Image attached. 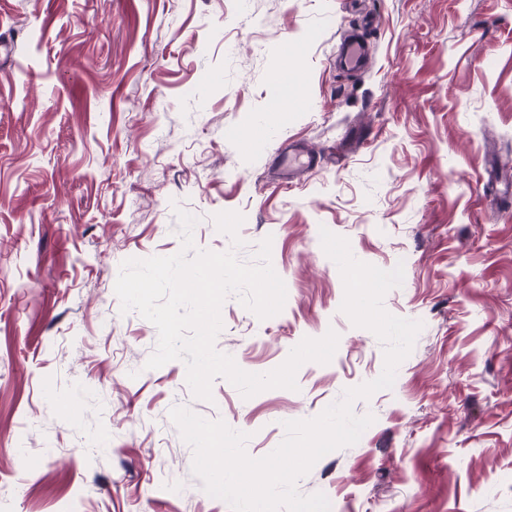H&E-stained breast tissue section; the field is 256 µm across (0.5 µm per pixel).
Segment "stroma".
<instances>
[{"label": "stroma", "instance_id": "35a3bbf8", "mask_svg": "<svg viewBox=\"0 0 512 512\" xmlns=\"http://www.w3.org/2000/svg\"><path fill=\"white\" fill-rule=\"evenodd\" d=\"M0 29V512H231L172 407L260 458L383 370L340 310L324 228L403 265L383 306L422 329L392 388L354 402L374 423L298 492L331 512H512V205L489 184L512 164V0H0ZM353 29L363 72L336 65ZM286 67L307 109L270 111ZM291 142L320 161L286 185L273 160ZM179 208L197 249H233L222 211L244 217L241 261L272 241L282 311L221 307L216 347L242 370L338 333L297 390L246 399L218 377L208 402L183 361L146 368L157 329L115 282L126 259L180 251Z\"/></svg>", "mask_w": 512, "mask_h": 512}]
</instances>
